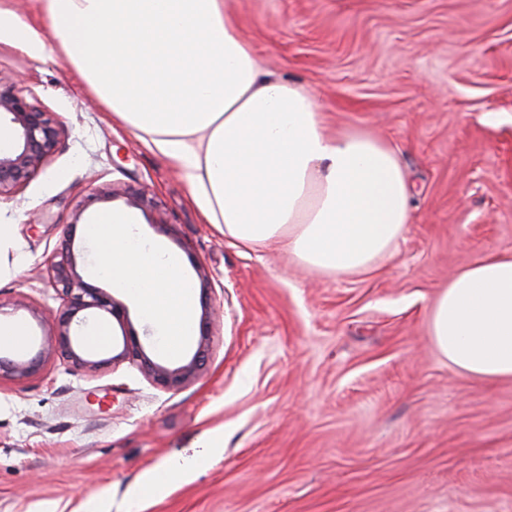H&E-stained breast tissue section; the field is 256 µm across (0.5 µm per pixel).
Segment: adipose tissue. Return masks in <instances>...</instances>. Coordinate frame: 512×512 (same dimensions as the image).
Instances as JSON below:
<instances>
[{
    "mask_svg": "<svg viewBox=\"0 0 512 512\" xmlns=\"http://www.w3.org/2000/svg\"><path fill=\"white\" fill-rule=\"evenodd\" d=\"M51 40L9 19L0 34L56 52L96 100L181 171L206 223L246 248L283 244L305 268L360 273L393 255L413 219L393 146L366 132L328 135L311 91L263 73L224 0H34ZM86 233L95 278L129 293L180 356L195 291L180 257L137 241L107 213ZM429 340L461 374L512 380V254L451 276L427 315Z\"/></svg>",
    "mask_w": 512,
    "mask_h": 512,
    "instance_id": "adipose-tissue-1",
    "label": "adipose tissue"
}]
</instances>
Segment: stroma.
<instances>
[{
  "label": "stroma",
  "mask_w": 512,
  "mask_h": 512,
  "mask_svg": "<svg viewBox=\"0 0 512 512\" xmlns=\"http://www.w3.org/2000/svg\"><path fill=\"white\" fill-rule=\"evenodd\" d=\"M265 71L312 91L328 134L390 141L414 219L396 253L349 276L317 274L278 244L232 246L204 223L181 173L113 120L59 55L0 36V71L64 126L55 151L0 198V322H19L31 358L60 301L47 268L76 200L109 182L153 191L174 236L118 199L147 241L205 269L214 307L203 371L177 390L129 362L123 336L167 366L157 331L122 289L91 375L60 355L0 379V512H512V381L481 383L432 348L429 307L449 277L512 253V0H224ZM224 452L203 455L208 433ZM194 458L165 492L128 504L146 471Z\"/></svg>",
  "instance_id": "35a3bbf8"
}]
</instances>
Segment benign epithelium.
<instances>
[{
	"label": "benign epithelium",
	"mask_w": 512,
	"mask_h": 512,
	"mask_svg": "<svg viewBox=\"0 0 512 512\" xmlns=\"http://www.w3.org/2000/svg\"><path fill=\"white\" fill-rule=\"evenodd\" d=\"M9 120L15 134V149L0 151V196L21 190L36 174L56 147L63 127L54 113L47 112L17 91V85L8 76L0 75V118ZM124 198L128 204L145 213L159 210L155 197L144 188L125 182H114L106 187L95 188L74 205L73 222L68 225V240L61 247L57 259L48 268V283L55 289L62 302L60 312L53 317L51 332L47 336L46 348L27 360H13L0 356V372H6L16 380L35 373L42 358L60 353L72 370L87 372L105 364H116L125 360L139 362L140 368L153 383L166 388L178 389L189 382L205 365L209 351L211 319L208 302V278L200 272L201 321L197 349L190 360L178 367L170 368L151 360L135 336L124 341L123 349L105 360L84 357L73 346L71 327L78 313L86 310L104 311L119 319L123 306L108 292L86 283L78 274L75 255L71 248V237L76 224L94 204Z\"/></svg>",
	"instance_id": "benign-epithelium-1"
}]
</instances>
